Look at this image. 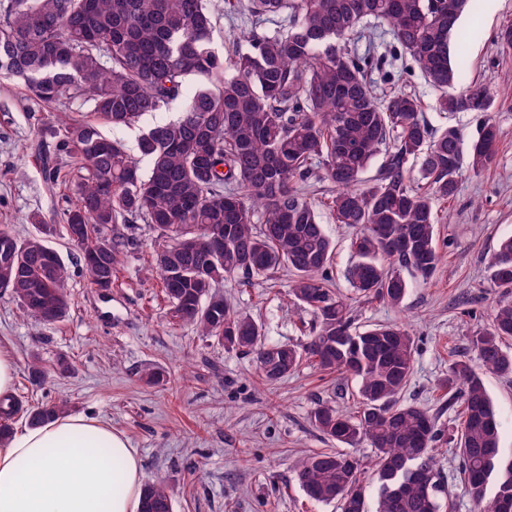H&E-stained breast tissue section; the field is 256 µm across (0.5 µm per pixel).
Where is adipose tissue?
<instances>
[{"instance_id": "1", "label": "adipose tissue", "mask_w": 512, "mask_h": 512, "mask_svg": "<svg viewBox=\"0 0 512 512\" xmlns=\"http://www.w3.org/2000/svg\"><path fill=\"white\" fill-rule=\"evenodd\" d=\"M142 476L122 433L56 416L0 443V512H139Z\"/></svg>"}]
</instances>
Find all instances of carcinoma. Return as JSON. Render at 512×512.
Instances as JSON below:
<instances>
[{"mask_svg":"<svg viewBox=\"0 0 512 512\" xmlns=\"http://www.w3.org/2000/svg\"><path fill=\"white\" fill-rule=\"evenodd\" d=\"M469 0H238L235 8L273 29L253 27L214 47L209 0H0V78L23 81L26 96L48 106L65 96L91 104L114 129H126L183 102L179 118L155 121L130 149L80 119L67 123L59 151L73 159L77 203L63 223L79 249L87 282L112 287L131 230L141 221L158 240L156 265L170 317L200 335L251 354L273 385L313 360L349 376L357 410L328 403L311 414L315 428L346 445L363 440L377 461L376 512H441L445 481L433 448L441 432L428 412L403 404L415 339L403 326L353 328L351 307L326 275L335 246L306 187L331 184L326 206L355 229L350 285L360 299L397 307L409 282L430 278L442 260L437 204L455 196L463 169L485 170L497 152L492 108L497 89L461 85L465 62L453 51L466 34L459 20ZM393 59L410 58L439 91L445 114L480 112L477 136L454 125L432 127L407 88L376 93L370 48L383 40ZM201 78L190 91L186 80ZM378 174H363L379 154ZM224 235L210 248L209 232ZM286 269L288 288L313 316L298 349L265 341L262 327L216 285L228 276L259 279ZM494 287L512 294V236L489 265ZM69 270L48 234L20 237L0 229V286L26 313L57 322L68 313ZM512 300H502L471 343L479 367L449 365L448 390L462 397V421L449 440L460 479L479 512H512V460H501L500 425L482 374L512 376ZM22 410L0 398V440ZM67 413L61 402L28 414L30 425ZM364 460L335 451L300 460L294 478L313 501L340 512H368ZM492 498H487L489 483ZM141 512H172L162 482L141 491Z\"/></svg>","mask_w":512,"mask_h":512,"instance_id":"1","label":"carcinoma"}]
</instances>
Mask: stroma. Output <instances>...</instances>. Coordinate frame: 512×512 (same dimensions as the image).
<instances>
[{
  "label": "stroma",
  "mask_w": 512,
  "mask_h": 512,
  "mask_svg": "<svg viewBox=\"0 0 512 512\" xmlns=\"http://www.w3.org/2000/svg\"><path fill=\"white\" fill-rule=\"evenodd\" d=\"M510 22L512 0H470L460 19L461 29L476 32L463 47L465 81L487 79L499 90L493 109L497 154L482 173L463 171L448 203V221L438 227L444 259L430 280L409 276L399 307L356 299L346 279L354 259L352 230L323 206V184L308 193L336 245L327 275L350 298L355 326L400 323L413 333L414 372L401 400L425 409L443 434L456 427L460 413L459 406L448 403V366L475 357L471 338L488 324L499 301L487 280L488 262L498 241L512 235V50L494 39ZM411 88L432 127L452 124L465 138L475 136L480 113L439 112L438 93L421 75L412 76ZM78 116L92 119L90 105L63 97L39 106L26 98L20 81L0 78V228L25 236L47 224L54 230L50 245L70 271L71 308L55 324L29 317L0 291V348L9 350L16 364L13 396L24 410L67 401L71 414L96 417L123 433L141 456L144 482L161 480L170 487L172 512H336L334 505L305 495L293 466L307 455L333 449L310 416L322 401L355 411L354 386L341 384L311 361L275 385H264L253 356L171 321L154 260L156 237L146 224L134 229L135 245L113 277L111 291L92 288L62 222L76 202L73 165L58 155L57 181L44 175L47 148ZM289 278L285 270L253 281L234 276L218 288L261 324L267 341L299 347L308 340L312 315L289 296ZM34 359L47 370L68 363L71 372L32 385L29 363ZM150 370L159 373V381L146 379ZM483 380L500 422L503 455L510 458L512 376L487 372ZM434 453L441 474L449 478L453 512H473L462 481L453 476L458 459L445 437Z\"/></svg>",
  "instance_id": "obj_1"
}]
</instances>
